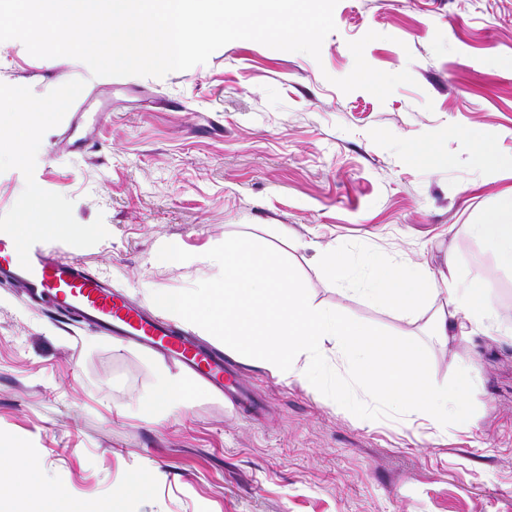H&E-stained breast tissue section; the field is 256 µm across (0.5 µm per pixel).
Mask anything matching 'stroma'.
I'll use <instances>...</instances> for the list:
<instances>
[{"instance_id":"35a3bbf8","label":"stroma","mask_w":512,"mask_h":512,"mask_svg":"<svg viewBox=\"0 0 512 512\" xmlns=\"http://www.w3.org/2000/svg\"><path fill=\"white\" fill-rule=\"evenodd\" d=\"M333 17L320 59L235 40L161 78L0 42L1 105L70 100L24 165L0 164V226L58 225L50 244L147 310L151 289L213 278L206 253L225 238L289 227L315 302L422 341L435 384L472 364L475 414L370 422L240 356L258 408L196 381L188 410L150 421L135 404L159 355L0 283V450L38 480L0 512H104L143 466L155 479L127 512H512V335L439 342L314 262L332 245L452 258L512 316V270L463 232L512 191V0H339ZM484 142L505 166L480 165ZM171 240L177 266L160 257Z\"/></svg>"}]
</instances>
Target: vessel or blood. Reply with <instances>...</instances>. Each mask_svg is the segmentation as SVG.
<instances>
[{
    "mask_svg": "<svg viewBox=\"0 0 512 512\" xmlns=\"http://www.w3.org/2000/svg\"><path fill=\"white\" fill-rule=\"evenodd\" d=\"M0 277L58 313L76 314L106 333L155 348L216 389L237 381V368L223 352L201 346L165 321L146 314L113 292L103 273L63 255L40 238L21 242L13 235L0 234Z\"/></svg>",
    "mask_w": 512,
    "mask_h": 512,
    "instance_id": "vessel-or-blood-1",
    "label": "vessel or blood"
}]
</instances>
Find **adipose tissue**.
Returning a JSON list of instances; mask_svg holds the SVG:
<instances>
[{
	"instance_id": "ef3b65f1",
	"label": "adipose tissue",
	"mask_w": 512,
	"mask_h": 512,
	"mask_svg": "<svg viewBox=\"0 0 512 512\" xmlns=\"http://www.w3.org/2000/svg\"><path fill=\"white\" fill-rule=\"evenodd\" d=\"M63 105L60 99L47 106L23 102L10 116L0 115V157L24 163L35 129L50 122ZM465 234L488 247L500 266L512 269V195L502 197L484 222L466 225ZM317 262L329 283L343 286L362 281L370 303L409 322L424 320L429 335L445 339L454 329L465 337L492 328L512 334V320L504 318L492 302L493 283L464 280L455 263L432 270L400 256L370 252L362 253L354 262L336 248L320 250ZM439 299L445 301L446 311H434ZM193 394L184 378L164 371L136 408L143 416L161 420L189 408Z\"/></svg>"
}]
</instances>
